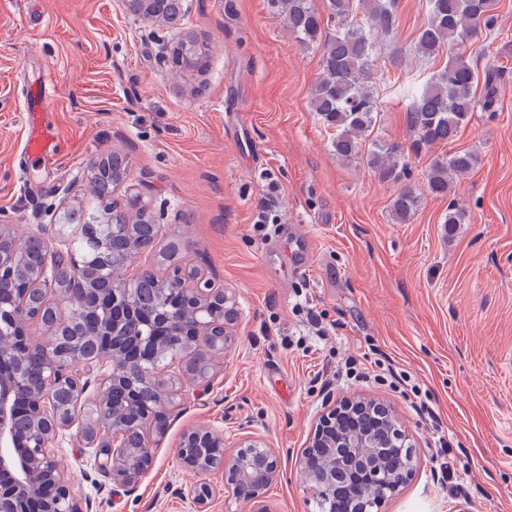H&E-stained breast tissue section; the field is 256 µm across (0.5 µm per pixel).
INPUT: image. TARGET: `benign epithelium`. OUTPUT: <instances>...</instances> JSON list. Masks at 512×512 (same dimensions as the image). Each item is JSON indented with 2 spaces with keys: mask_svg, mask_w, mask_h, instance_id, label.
Listing matches in <instances>:
<instances>
[{
  "mask_svg": "<svg viewBox=\"0 0 512 512\" xmlns=\"http://www.w3.org/2000/svg\"><path fill=\"white\" fill-rule=\"evenodd\" d=\"M27 239L0 225V327L18 326L20 319L42 325V343L28 344L23 330L13 336L0 335V364L12 363L21 353L39 350L47 364V375L37 388H28L18 376L0 375V512H87L89 504L76 498L70 480L61 467L55 448L59 438L78 426L79 443L96 449L98 471L126 487L135 486L152 458L151 437H163L167 426L162 424L172 405V394L164 392L156 406L139 415H118L112 402L117 386L165 381L161 359L178 361L182 375L204 390L210 387L212 363L229 348V343L215 345L209 336L219 325L226 329L238 317L236 299L222 288H216L196 270L179 272L184 305L167 313L165 318H184L191 324L194 340L189 343L170 342L164 336L149 334L140 337L138 355L128 352L124 337L119 334L121 322L137 318L134 284L142 270L131 276L114 279L107 298L111 313L89 325L86 335L95 345L88 354L76 340L69 339L72 326L97 311L98 288L74 270L79 288H68L59 279L56 268L47 263L35 270L17 264ZM94 388L95 400L85 407L81 396ZM384 413L386 444L382 445L369 431L357 424L362 412ZM23 418L28 433L20 436L15 421ZM350 420V426L335 434L330 432L338 419ZM141 435V444L132 448L128 435ZM404 435L395 417L375 400L345 399L320 416L307 446L303 449L300 476L312 489L336 490L347 486L354 512H366L361 502H381L395 494L411 472V458L396 460L387 452L392 446H403ZM252 455L265 459L262 478L255 479L247 470ZM182 466L197 476L214 469L224 471L225 487L242 503L257 506L265 489L280 477L279 460L262 439L248 436L228 453L221 449L216 432L203 426L190 427L182 433L179 443ZM217 491L205 483L187 489L196 512H208Z\"/></svg>",
  "mask_w": 512,
  "mask_h": 512,
  "instance_id": "7a95c632",
  "label": "benign epithelium"
}]
</instances>
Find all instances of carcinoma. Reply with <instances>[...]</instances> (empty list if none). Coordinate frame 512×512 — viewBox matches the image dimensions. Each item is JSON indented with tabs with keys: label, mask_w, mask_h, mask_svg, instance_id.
I'll return each instance as SVG.
<instances>
[{
	"label": "carcinoma",
	"mask_w": 512,
	"mask_h": 512,
	"mask_svg": "<svg viewBox=\"0 0 512 512\" xmlns=\"http://www.w3.org/2000/svg\"><path fill=\"white\" fill-rule=\"evenodd\" d=\"M327 13L315 8L313 0H272L288 31L303 49L313 44L322 45L321 77L311 92L310 107L320 121L336 130L331 142L333 152L343 160L362 159L368 168L387 182L400 185L391 204V217L396 224H405L417 209L420 195L411 185L408 151L418 154L453 142L472 112L496 111L498 86L495 70L489 68L479 74L466 45L472 44L479 30H495L494 0H426L427 20L419 28L416 38L418 54L432 58L448 54L443 69L423 85L409 87L407 124L410 147L395 141H379L362 152V143L374 127L379 114L377 99L371 83L374 75V36L387 33L394 23V0H327ZM137 12L144 18L176 30L185 15L183 0H141ZM334 26V33L323 36L325 28ZM205 48L193 37L178 41L173 64L182 69L205 62ZM482 94L476 95L478 85ZM478 157L467 150L436 157L425 174L427 191L438 197H447L457 182L476 166ZM128 156L114 152L99 160L93 167L90 181L92 203L79 205L65 214L66 224H87L93 217L104 224H134L135 240L117 229L109 235L102 250L93 240L84 238L74 244V255L68 263L57 268L66 273L67 264L75 261L87 264V274L119 275L127 265L134 246L150 247L158 234L157 224L145 204L128 199L124 206L112 200L118 184L127 176ZM465 211L452 201L448 204V235L456 225L463 223ZM47 255L45 240L32 238L24 252L25 263L33 268L44 262ZM177 280L166 284L154 276H147L137 284L140 307L151 312L162 302L171 303L180 298ZM45 364L38 353L25 356L21 378L29 386L42 382ZM162 386L139 387L131 396L123 389L115 397L125 411H141L154 404ZM345 496L336 491V497L320 494L318 512H342Z\"/></svg>",
	"instance_id": "cac0c4a2"
}]
</instances>
